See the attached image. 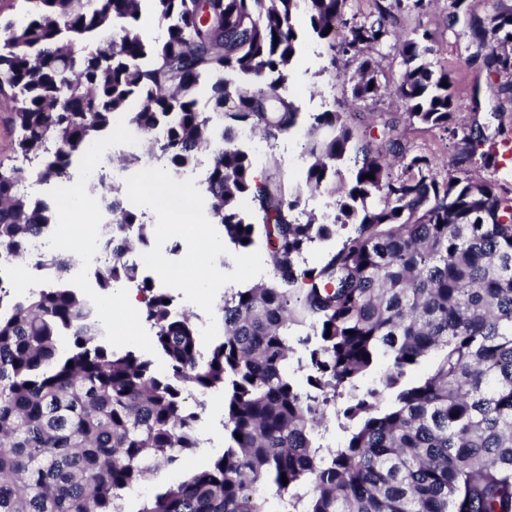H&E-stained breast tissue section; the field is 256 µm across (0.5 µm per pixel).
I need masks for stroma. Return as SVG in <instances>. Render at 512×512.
<instances>
[{"label":"stroma","instance_id":"35a3bbf8","mask_svg":"<svg viewBox=\"0 0 512 512\" xmlns=\"http://www.w3.org/2000/svg\"><path fill=\"white\" fill-rule=\"evenodd\" d=\"M449 0H426L420 11L403 9L396 13V23L386 42L376 46L372 53L377 63L376 77L381 87L378 96L359 101L352 95V78L359 62L348 55L336 54L327 43L318 40L305 41L293 61L289 72L286 92L302 111L317 113L325 110L342 114L346 122L364 138L380 135L379 117L402 116L403 101L395 92L403 65L398 53L399 41L419 27L431 34V61L446 67L455 80L459 106L456 122L459 127L480 126L483 136L480 141L466 143L459 137H450L439 130L408 128L406 140L411 152L429 156L437 165L439 176L450 172L472 173L492 183L497 193L512 198V165L500 169L484 167L482 155L495 151L504 131L512 130V102L497 93L500 78L487 71L472 58L473 47L460 28L448 25ZM241 143L248 148L260 175L280 174L290 185L302 184L305 161L302 157L306 141L305 128L274 141L265 147L262 132L242 129ZM158 178L164 188H173L174 183L159 167L148 168L143 164H131L127 178L121 188L124 204L139 207L147 223L152 226L151 244L145 249L142 268L145 274H157V262L166 266L185 269L193 261L191 230L179 223L176 216L165 210L151 207L143 192L150 178ZM208 263L217 268L219 278L208 287L210 301L197 307L191 284L173 276L161 278L160 283L174 296L178 307L196 310L198 339L201 350H208L223 333L218 307L225 292L232 288H248L268 281L272 275V264L263 240H256L251 247L222 258L220 252L207 257ZM224 393L215 390L207 397V410L202 424L204 446L183 458L179 469H160L157 474L141 483L135 492L137 498L149 497L162 481H173L207 465L210 459L224 448Z\"/></svg>","mask_w":512,"mask_h":512}]
</instances>
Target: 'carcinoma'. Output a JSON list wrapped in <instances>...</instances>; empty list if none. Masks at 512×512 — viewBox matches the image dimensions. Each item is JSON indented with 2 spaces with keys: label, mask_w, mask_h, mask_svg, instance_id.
Returning a JSON list of instances; mask_svg holds the SVG:
<instances>
[{
  "label": "carcinoma",
  "mask_w": 512,
  "mask_h": 512,
  "mask_svg": "<svg viewBox=\"0 0 512 512\" xmlns=\"http://www.w3.org/2000/svg\"><path fill=\"white\" fill-rule=\"evenodd\" d=\"M145 2L162 26L153 40L142 35ZM374 2V18L351 25L347 0H23L19 20L0 22V99L12 103L19 160L0 162V255L26 256L56 224L59 195L32 198L28 172L63 191L124 116L173 179L212 155L199 182L210 219L236 250L265 237L273 269L224 294L223 336L204 353L192 315L141 276L144 213L104 175L86 185L105 189L112 211L100 294H143L167 372L113 349L97 303L67 283L70 261L48 254L52 281L24 295L1 267L0 512H512V201L483 179H438L393 120L377 147L360 145L341 113L305 115L281 93L303 38L334 40L343 26V52L360 59L353 96H376L369 52L405 4ZM448 25L480 49L493 40L474 58L511 95L512 7L487 28L451 0ZM429 41L425 30L400 43L396 91L409 125L448 131L456 90L429 61ZM304 124L305 187L258 178L237 127L275 139ZM95 161L104 171L142 157ZM305 189L330 196L331 212L300 221ZM430 355L428 373L412 377ZM217 388L223 453L129 510L148 474L201 446ZM334 424L346 433L337 447L325 443Z\"/></svg>",
  "instance_id": "1"
}]
</instances>
